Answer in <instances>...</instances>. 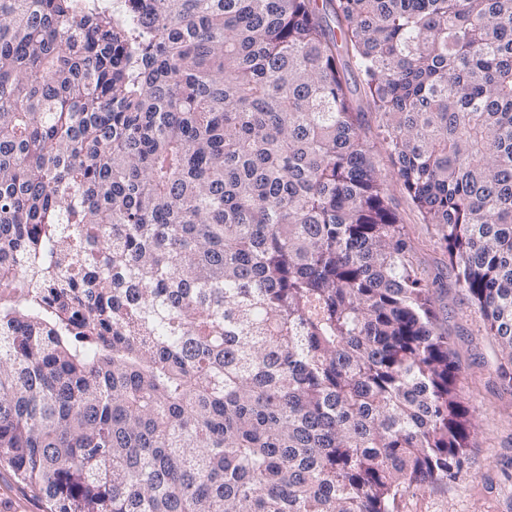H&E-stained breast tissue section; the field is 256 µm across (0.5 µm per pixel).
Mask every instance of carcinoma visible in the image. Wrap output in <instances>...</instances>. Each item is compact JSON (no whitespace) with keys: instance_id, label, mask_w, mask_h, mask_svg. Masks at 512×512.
I'll return each mask as SVG.
<instances>
[{"instance_id":"1","label":"carcinoma","mask_w":512,"mask_h":512,"mask_svg":"<svg viewBox=\"0 0 512 512\" xmlns=\"http://www.w3.org/2000/svg\"><path fill=\"white\" fill-rule=\"evenodd\" d=\"M0 0V463L51 512H395L473 447L362 135L512 393V0Z\"/></svg>"}]
</instances>
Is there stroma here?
Here are the masks:
<instances>
[{
	"mask_svg": "<svg viewBox=\"0 0 512 512\" xmlns=\"http://www.w3.org/2000/svg\"><path fill=\"white\" fill-rule=\"evenodd\" d=\"M389 193L414 262L432 287L436 325L451 338L460 394L476 426L475 446L456 480L408 490L396 512H512V394L499 387L496 348L480 313L457 284L435 226L423 223L397 181H390ZM0 512L48 509L44 499L0 465Z\"/></svg>",
	"mask_w": 512,
	"mask_h": 512,
	"instance_id": "35a3bbf8",
	"label": "stroma"
}]
</instances>
